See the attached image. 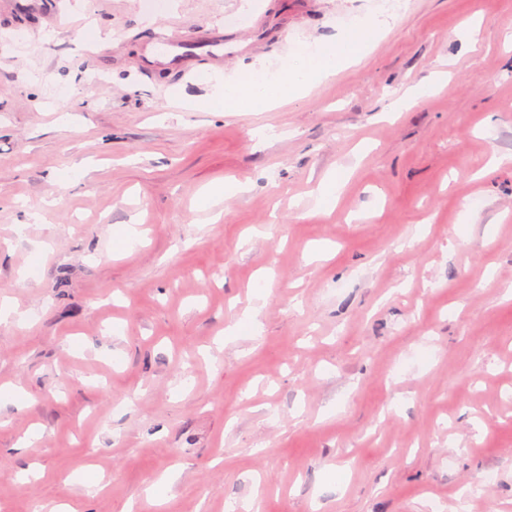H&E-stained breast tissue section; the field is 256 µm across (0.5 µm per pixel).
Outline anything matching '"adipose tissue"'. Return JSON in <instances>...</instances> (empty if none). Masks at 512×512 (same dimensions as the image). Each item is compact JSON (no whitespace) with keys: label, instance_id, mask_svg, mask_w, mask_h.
I'll use <instances>...</instances> for the list:
<instances>
[{"label":"adipose tissue","instance_id":"adipose-tissue-1","mask_svg":"<svg viewBox=\"0 0 512 512\" xmlns=\"http://www.w3.org/2000/svg\"><path fill=\"white\" fill-rule=\"evenodd\" d=\"M388 24L389 20L385 17L356 20L341 38L316 43L306 53L302 64L289 70L286 77L263 72L247 82H227L211 106L221 112H263L287 100L304 96L318 80L328 78L346 64L356 61Z\"/></svg>","mask_w":512,"mask_h":512}]
</instances>
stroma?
Masks as SVG:
<instances>
[{"label":"stroma","instance_id":"obj_1","mask_svg":"<svg viewBox=\"0 0 512 512\" xmlns=\"http://www.w3.org/2000/svg\"><path fill=\"white\" fill-rule=\"evenodd\" d=\"M160 30L256 37L146 63ZM2 301L0 512H512V0H0ZM389 17L391 15L381 14L371 19H358L341 38L316 43L306 52L302 64L289 70L285 78L260 71L256 72L259 76L248 82H224L211 107L221 112H263L289 98L308 94L319 79L328 78L356 61L377 34L387 28ZM444 78V74L438 73L430 82L408 88L403 96L399 97L389 105L388 112H402L404 109L409 108L417 99L441 85ZM339 186V177L336 173L323 178L318 188L316 208L318 210H327L336 201V192Z\"/></svg>","mask_w":512,"mask_h":512}]
</instances>
